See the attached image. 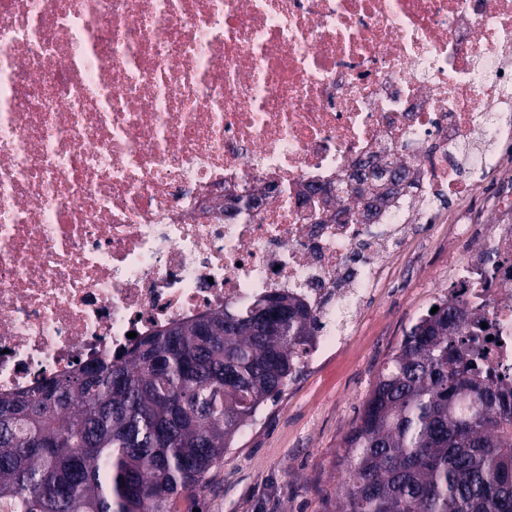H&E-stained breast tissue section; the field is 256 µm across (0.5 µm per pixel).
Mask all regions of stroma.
<instances>
[{
  "label": "stroma",
  "instance_id": "35a3bbf8",
  "mask_svg": "<svg viewBox=\"0 0 512 512\" xmlns=\"http://www.w3.org/2000/svg\"><path fill=\"white\" fill-rule=\"evenodd\" d=\"M498 153L497 169L461 170L463 182L482 183L483 191L444 198L432 229L404 235L379 287L355 302L341 347L305 363L281 395L261 407L207 487L186 493L178 512H332L340 445L380 370L435 305L436 291L448 287L458 261L483 240L484 225L506 220L493 198L512 190V138L500 142Z\"/></svg>",
  "mask_w": 512,
  "mask_h": 512
}]
</instances>
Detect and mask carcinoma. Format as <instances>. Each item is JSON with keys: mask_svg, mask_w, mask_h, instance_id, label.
<instances>
[{"mask_svg": "<svg viewBox=\"0 0 512 512\" xmlns=\"http://www.w3.org/2000/svg\"><path fill=\"white\" fill-rule=\"evenodd\" d=\"M403 171L383 203L414 187ZM477 322L442 302L406 332L343 439L333 512H512V386L465 355ZM176 326L0 396V512H175L316 332L285 294Z\"/></svg>", "mask_w": 512, "mask_h": 512, "instance_id": "obj_1", "label": "carcinoma"}]
</instances>
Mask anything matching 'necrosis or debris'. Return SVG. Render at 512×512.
Returning <instances> with one entry per match:
<instances>
[{"instance_id": "4bbe7bcc", "label": "necrosis or debris", "mask_w": 512, "mask_h": 512, "mask_svg": "<svg viewBox=\"0 0 512 512\" xmlns=\"http://www.w3.org/2000/svg\"><path fill=\"white\" fill-rule=\"evenodd\" d=\"M511 99L512 0H0V395L272 293L335 346L393 240L495 165ZM398 159L413 195L372 223L299 200ZM448 301L512 383L511 224Z\"/></svg>"}]
</instances>
